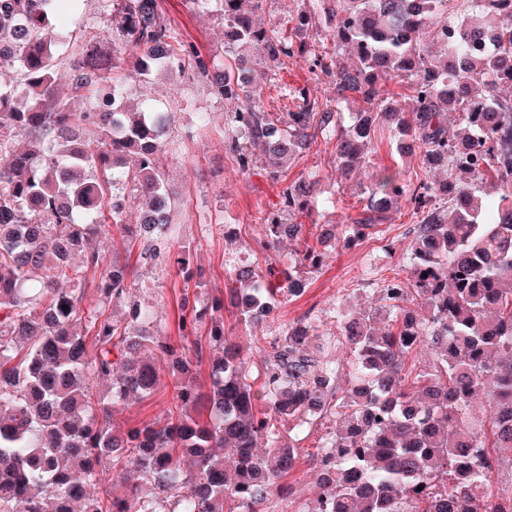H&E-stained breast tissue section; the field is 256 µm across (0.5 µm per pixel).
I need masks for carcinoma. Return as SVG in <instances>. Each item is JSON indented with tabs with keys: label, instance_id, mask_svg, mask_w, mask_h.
Returning a JSON list of instances; mask_svg holds the SVG:
<instances>
[{
	"label": "carcinoma",
	"instance_id": "cac0c4a2",
	"mask_svg": "<svg viewBox=\"0 0 512 512\" xmlns=\"http://www.w3.org/2000/svg\"><path fill=\"white\" fill-rule=\"evenodd\" d=\"M213 1L229 29L228 66L182 41L158 0H102L122 57L86 44L66 92L56 83L62 0H0V68L20 75L17 85L0 84V512H160L171 498L175 512H260L294 495L287 481L299 448L278 420L304 430L325 417L337 426L314 455L321 493L298 512H512V496L495 486L504 450L512 452V97L501 96L512 88V0L479 10L469 0H305L297 25L323 24L329 42L312 54L314 68L331 79L336 104L369 105L348 125L304 92L293 110L262 111L257 87L235 73L250 71L252 46L277 69L294 44L256 25L265 0H190ZM441 16L453 28L449 41L436 36ZM486 31L495 44L479 53ZM187 64L217 96L241 102L231 149L244 171L262 144L269 175L279 177L316 130L335 141L344 178L374 137L393 131L423 172L448 171L446 180L415 183L372 172L363 208L341 225L344 240L361 241L405 198L419 217L407 278L383 280V305L366 315L336 308L347 373L318 343L316 315L264 342L255 375L225 334L222 302L204 346L143 333L152 314L136 302L127 301L123 324L85 320L86 272L102 257L89 251L73 262L83 242L110 227L146 263L173 246L159 162L168 113H131L122 100L129 82ZM394 81L410 90L403 112L380 97ZM85 125L100 129L97 141L82 138ZM315 184L311 174L288 185V210L307 209ZM132 196L151 204L140 224L124 220ZM303 229L268 221L261 246L302 242ZM334 237L322 224L316 243L288 254L280 272L243 266L228 275L237 320L253 325L279 299L300 295L303 273ZM129 275L126 264L105 267L104 297L126 301ZM424 348L431 362L420 366L412 356ZM204 361L211 380L202 388L194 370ZM165 376L176 392L166 424L114 434V409L150 397ZM99 379L110 385L104 402L93 393ZM127 470L142 483L119 487Z\"/></svg>",
	"mask_w": 512,
	"mask_h": 512
}]
</instances>
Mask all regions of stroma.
<instances>
[{"instance_id":"35a3bbf8","label":"stroma","mask_w":512,"mask_h":512,"mask_svg":"<svg viewBox=\"0 0 512 512\" xmlns=\"http://www.w3.org/2000/svg\"><path fill=\"white\" fill-rule=\"evenodd\" d=\"M159 4L184 42L193 44L204 58L228 62L224 22L218 14L190 9L184 0H159ZM300 7V0H267L264 12L256 18L261 27L288 30L294 43L303 48L300 55L287 59L285 67L274 76L267 72L262 48L252 49L251 67L260 103L268 112L281 111L291 94L301 88L309 89L320 104L331 109L337 107L331 82L312 73L310 66L312 51L322 49L325 43L324 28L316 25L303 31L295 29L291 18ZM57 25L68 34L57 66V81L65 86L71 78L69 61L86 41L92 39L102 47H110V22L102 9V0H81L77 12L60 15ZM127 97L134 104L145 99L157 100L172 113L164 168L169 193L175 201L176 245L169 259L157 264L139 261L137 249L118 235L98 238L92 246L101 251L105 260L117 258L129 263L132 274L127 290L132 299L153 311L151 333L178 337L182 302L194 307L197 330L186 339L190 345L205 342L210 308L223 297L224 282L232 269L248 265L262 274L267 268L278 267L280 256L291 251L288 242L275 251L261 249L264 220L301 224L309 234L318 224H345L362 209V188L372 170L389 168L407 180L415 179L420 171L417 158L397 153L398 137L391 134L376 144L366 164L344 182L336 172L334 143L323 138L289 164L280 179L269 178L261 155L251 170L244 172L225 135L235 103L211 94L191 68L171 74L161 72L148 81L130 84ZM311 171L319 177L314 208L288 213L282 204L284 189ZM416 222L409 203H401L386 223L377 225L361 242L348 247L339 241L328 248L321 267L308 274L304 293L282 302L259 326L244 328L238 325L233 311H226V334L240 345L242 354L255 369L261 366L255 337L281 335L286 326L310 314L319 317V334L334 345L338 333L337 303L345 300L367 310L378 306V287L402 263ZM172 396L170 384H163L149 399L115 414L114 423L124 429L162 421ZM333 428V420H317L311 425L309 436L298 443L302 461L289 478L297 490L296 505L312 503L319 493L308 458L319 439L328 436ZM296 505L282 501L275 512H295Z\"/></svg>"}]
</instances>
